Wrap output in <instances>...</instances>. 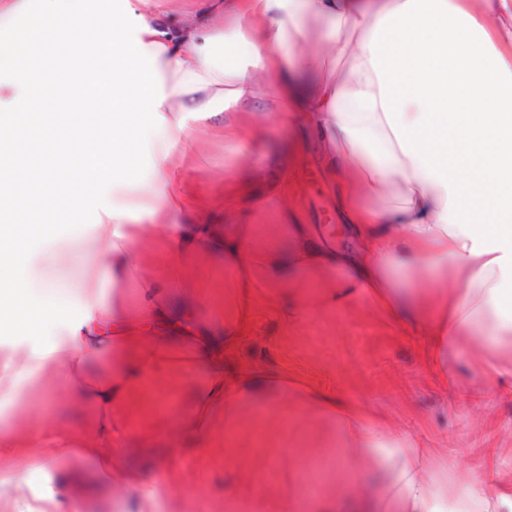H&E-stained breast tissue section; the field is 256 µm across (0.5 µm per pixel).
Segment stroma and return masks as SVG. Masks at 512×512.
Wrapping results in <instances>:
<instances>
[{"label": "stroma", "mask_w": 512, "mask_h": 512, "mask_svg": "<svg viewBox=\"0 0 512 512\" xmlns=\"http://www.w3.org/2000/svg\"><path fill=\"white\" fill-rule=\"evenodd\" d=\"M281 154L280 143L271 138L240 150L204 135L183 175L216 197L224 191L225 172L248 170L257 181L252 200L238 208V223L286 228L311 224L314 243L357 251L358 243L338 212L335 192L320 173L316 148H309L300 171L297 207L287 213L275 204L270 187L289 174ZM188 268L190 278L206 286L213 298L212 307L199 312L203 328L211 329L229 307L233 274L222 257L205 252L192 253ZM343 274L337 268L301 283L303 307L291 324L256 311L253 331L226 361L227 372L251 365H285L303 383L358 401L388 432H405L446 447L457 479H467L478 466L512 474V376L488 378L477 372L482 357L478 342H470L461 352L449 350L434 364L425 358L424 337L396 327L368 303L343 310L320 306L321 292ZM159 379L154 398L131 408L134 428L166 431L171 414L189 409L193 388L204 383L186 353L179 354ZM237 414V448L225 453L224 415L216 413L211 428L214 446L175 449L166 461L171 477L159 483L154 505L143 506L139 495L110 486L101 467L78 459L70 461V468L97 488L84 495L73 487L69 493L79 499L80 512H169L171 487L176 484L190 502L187 512H228L224 502L230 492L258 489L270 496H294L301 504L299 512H315L300 479L303 453L328 461L320 496L343 499L369 493V486L342 482L336 474L334 460L342 450L334 444L339 434L334 418L308 408L280 422L245 405ZM272 455L279 461L274 472L264 466ZM58 481L54 466L22 474L18 488L0 491V512H26L27 506L56 489Z\"/></svg>", "instance_id": "obj_1"}]
</instances>
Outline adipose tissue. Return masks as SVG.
<instances>
[{"instance_id": "adipose-tissue-1", "label": "adipose tissue", "mask_w": 512, "mask_h": 512, "mask_svg": "<svg viewBox=\"0 0 512 512\" xmlns=\"http://www.w3.org/2000/svg\"><path fill=\"white\" fill-rule=\"evenodd\" d=\"M160 2L0 0V334L23 339L0 349V400L21 408L31 386L64 377L52 400L103 412L87 435L52 412L0 427V490L75 458L154 489L159 463L129 454L127 411L200 336L193 315L164 314L193 250L219 251L237 279L221 339L195 357L205 382L172 418L193 447L209 446L212 409L287 414L286 374L230 375L224 357L258 302L291 323L288 283L339 265L348 275L322 305L376 304L425 337L433 361L479 341L482 373L512 375V0H201L181 18ZM255 109L317 132L362 256L310 244L301 224L236 223L248 173H226L216 199L181 177L201 132L243 145L240 115ZM216 208L220 226L208 221ZM87 227L107 245L113 287L147 282L138 312L102 301L80 249ZM153 239L166 245L159 266L141 251ZM426 275L438 286L428 298L415 287ZM299 397L340 420L352 448L340 473L374 487L321 512H512V482L458 481L447 449L387 434L322 389Z\"/></svg>"}]
</instances>
